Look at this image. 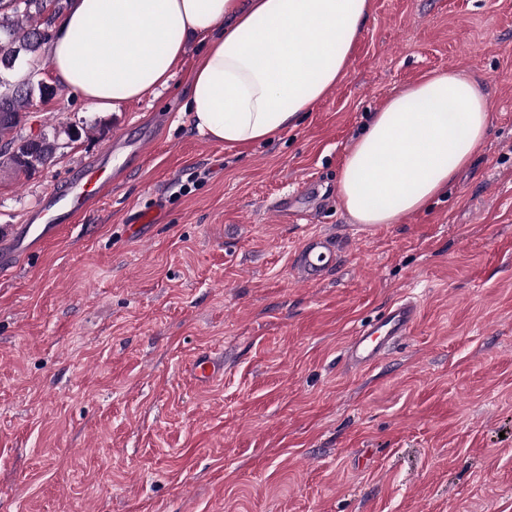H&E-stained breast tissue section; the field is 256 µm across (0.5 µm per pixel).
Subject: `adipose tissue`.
Instances as JSON below:
<instances>
[{
	"instance_id": "obj_1",
	"label": "adipose tissue",
	"mask_w": 512,
	"mask_h": 512,
	"mask_svg": "<svg viewBox=\"0 0 512 512\" xmlns=\"http://www.w3.org/2000/svg\"><path fill=\"white\" fill-rule=\"evenodd\" d=\"M371 0H72L49 46L62 85L96 108L166 85L187 35L204 45L186 108L228 146L270 141L346 74ZM489 127L482 82L422 75L373 112L347 150L338 194L358 224H395L441 196Z\"/></svg>"
}]
</instances>
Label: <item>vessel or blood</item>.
I'll return each mask as SVG.
<instances>
[{
	"label": "vessel or blood",
	"instance_id": "1",
	"mask_svg": "<svg viewBox=\"0 0 512 512\" xmlns=\"http://www.w3.org/2000/svg\"><path fill=\"white\" fill-rule=\"evenodd\" d=\"M110 169L105 160L88 162L66 191L47 196L26 224L22 239L0 245V272L10 271L21 255L55 240L63 227L62 214L78 212L99 201L112 185ZM340 258L341 252L333 237L316 233L308 236L297 249L293 268L304 281L319 282L338 266ZM417 314V303L402 299L389 306L380 318L358 327L345 346L348 365L357 369L375 366L392 344L410 334ZM191 371L196 381L205 384L223 374L224 365L203 355L195 359Z\"/></svg>",
	"mask_w": 512,
	"mask_h": 512
}]
</instances>
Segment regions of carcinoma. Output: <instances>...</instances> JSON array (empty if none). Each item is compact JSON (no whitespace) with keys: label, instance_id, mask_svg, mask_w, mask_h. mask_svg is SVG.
Instances as JSON below:
<instances>
[{"label":"carcinoma","instance_id":"1","mask_svg":"<svg viewBox=\"0 0 512 512\" xmlns=\"http://www.w3.org/2000/svg\"><path fill=\"white\" fill-rule=\"evenodd\" d=\"M70 0H0V70L12 69L23 58L36 59L54 35L56 20ZM56 87L35 76L13 84L0 83V164L25 174V160L39 157V165L51 163L58 149L57 136L42 132L33 143L18 134L26 123L27 109L34 99L49 100Z\"/></svg>","mask_w":512,"mask_h":512}]
</instances>
